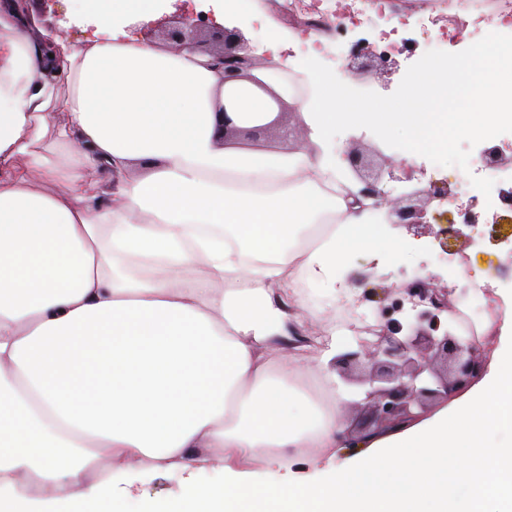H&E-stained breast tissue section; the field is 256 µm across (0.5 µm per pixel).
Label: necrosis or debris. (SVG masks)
Segmentation results:
<instances>
[{
	"label": "necrosis or debris",
	"instance_id": "1",
	"mask_svg": "<svg viewBox=\"0 0 512 512\" xmlns=\"http://www.w3.org/2000/svg\"><path fill=\"white\" fill-rule=\"evenodd\" d=\"M406 12H397L395 0H290L289 10L300 21V47L305 52L320 51L323 42L316 39L320 23L336 20L348 28L373 25V38L381 52L394 55L409 52L404 32L410 22L432 28L433 43L445 45L460 32L473 39L481 37V23L495 17L512 30V0H457L456 12H449L448 0H408Z\"/></svg>",
	"mask_w": 512,
	"mask_h": 512
}]
</instances>
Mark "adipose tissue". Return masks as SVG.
<instances>
[{
  "instance_id": "ef3b65f1",
  "label": "adipose tissue",
  "mask_w": 512,
  "mask_h": 512,
  "mask_svg": "<svg viewBox=\"0 0 512 512\" xmlns=\"http://www.w3.org/2000/svg\"><path fill=\"white\" fill-rule=\"evenodd\" d=\"M73 3L92 38L0 0V512H124L168 471L169 512H512L511 288L483 374L352 448L300 386L315 374L335 398L330 370L288 348L299 283L349 301L357 255L417 259L359 199L336 126L447 152L512 104L494 64L512 43L471 54L445 112L414 95L373 109L343 73L309 69L304 149L253 150L214 136L223 72L130 28L162 0ZM328 213L330 233L295 253Z\"/></svg>"
}]
</instances>
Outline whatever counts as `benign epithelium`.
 Instances as JSON below:
<instances>
[{"label": "benign epithelium", "mask_w": 512, "mask_h": 512, "mask_svg": "<svg viewBox=\"0 0 512 512\" xmlns=\"http://www.w3.org/2000/svg\"><path fill=\"white\" fill-rule=\"evenodd\" d=\"M209 24L210 18L202 12L179 16L166 32L168 51H189L207 58L206 65L224 71L226 83L248 81L268 90L264 81L252 75L266 62L253 54L237 27L221 28V50L203 48L201 34ZM349 58L361 72H388L397 67L389 55L370 51L364 38L350 44ZM216 116V133L223 142L240 135L256 137L273 125L267 121L269 113L248 112L228 97ZM346 160L349 173L360 184L359 196L373 200L372 208L384 223L416 237L430 235L444 248L450 239H473L480 216L477 202L464 208L457 224H432L427 220V205L448 198L445 187L429 182L394 197L380 187L383 173L368 170L363 154L351 152ZM442 281V275L431 274L401 285L398 297L382 311L383 324L363 328L373 338L363 339L358 350L339 354L332 361V368L347 381L366 387L363 418L345 431L349 445L418 418L415 407L448 402L484 370L486 358L477 337L458 331L445 317L453 311L452 290L441 285Z\"/></svg>", "instance_id": "1"}]
</instances>
